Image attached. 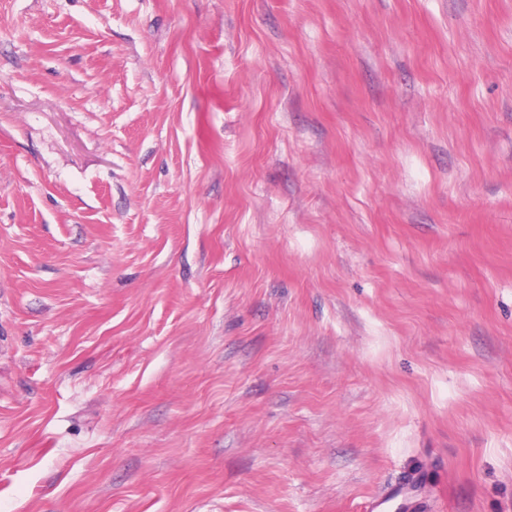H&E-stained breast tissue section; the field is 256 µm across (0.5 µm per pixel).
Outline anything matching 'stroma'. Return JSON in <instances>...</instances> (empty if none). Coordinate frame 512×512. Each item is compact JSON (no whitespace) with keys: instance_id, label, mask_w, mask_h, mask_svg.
<instances>
[{"instance_id":"1","label":"stroma","mask_w":512,"mask_h":512,"mask_svg":"<svg viewBox=\"0 0 512 512\" xmlns=\"http://www.w3.org/2000/svg\"><path fill=\"white\" fill-rule=\"evenodd\" d=\"M512 512V0H0V512Z\"/></svg>"}]
</instances>
